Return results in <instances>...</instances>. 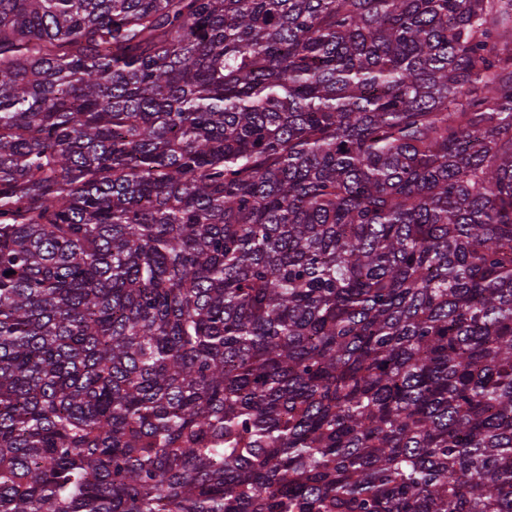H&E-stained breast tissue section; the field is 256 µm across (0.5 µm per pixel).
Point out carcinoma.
<instances>
[{
    "label": "carcinoma",
    "instance_id": "carcinoma-1",
    "mask_svg": "<svg viewBox=\"0 0 512 512\" xmlns=\"http://www.w3.org/2000/svg\"><path fill=\"white\" fill-rule=\"evenodd\" d=\"M0 512H512V0H0Z\"/></svg>",
    "mask_w": 512,
    "mask_h": 512
}]
</instances>
